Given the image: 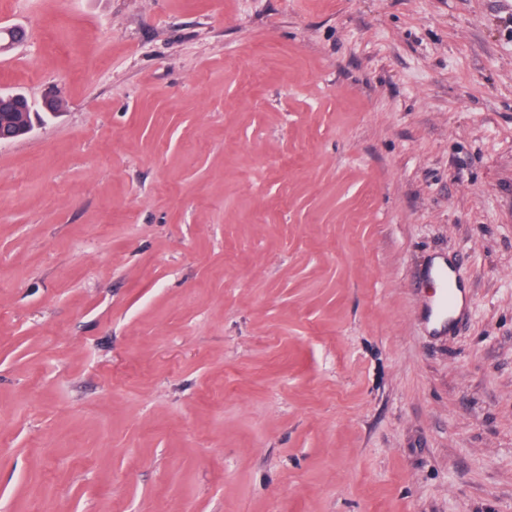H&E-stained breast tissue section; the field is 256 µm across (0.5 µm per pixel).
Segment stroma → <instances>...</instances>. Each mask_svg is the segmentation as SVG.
I'll return each mask as SVG.
<instances>
[{"instance_id": "35a3bbf8", "label": "stroma", "mask_w": 512, "mask_h": 512, "mask_svg": "<svg viewBox=\"0 0 512 512\" xmlns=\"http://www.w3.org/2000/svg\"><path fill=\"white\" fill-rule=\"evenodd\" d=\"M1 27L0 512H512V0ZM30 109L27 99L19 98L15 94H2L0 93V144L11 142L16 139L10 125L6 122V118L16 114V112H23ZM435 276L440 284V288H436V293L432 299L427 301L421 313V319L429 326V330L434 333H440L445 330L451 320L457 318L462 310L459 307L458 291L462 288L456 286L451 281V287L448 288V270L447 268H439L435 272ZM456 313L455 316L448 319V316Z\"/></svg>"}]
</instances>
